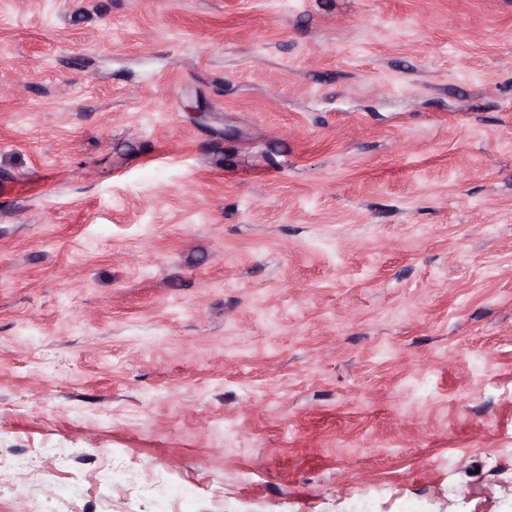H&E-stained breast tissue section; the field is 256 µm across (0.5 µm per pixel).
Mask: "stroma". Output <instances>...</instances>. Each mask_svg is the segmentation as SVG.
Wrapping results in <instances>:
<instances>
[{
    "label": "stroma",
    "instance_id": "35a3bbf8",
    "mask_svg": "<svg viewBox=\"0 0 512 512\" xmlns=\"http://www.w3.org/2000/svg\"><path fill=\"white\" fill-rule=\"evenodd\" d=\"M0 456V512H512V0H0Z\"/></svg>",
    "mask_w": 512,
    "mask_h": 512
}]
</instances>
